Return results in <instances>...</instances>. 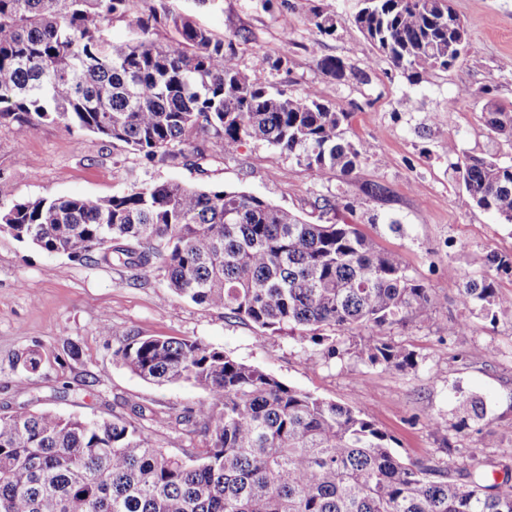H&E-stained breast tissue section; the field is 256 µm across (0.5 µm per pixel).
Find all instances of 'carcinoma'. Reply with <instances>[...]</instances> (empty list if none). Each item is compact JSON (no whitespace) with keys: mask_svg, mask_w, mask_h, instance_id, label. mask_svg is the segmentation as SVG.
Listing matches in <instances>:
<instances>
[{"mask_svg":"<svg viewBox=\"0 0 512 512\" xmlns=\"http://www.w3.org/2000/svg\"><path fill=\"white\" fill-rule=\"evenodd\" d=\"M357 31L411 82L448 71L476 52L451 0H365ZM133 18L132 36L105 35ZM317 36L336 14L313 5ZM172 27L178 46L153 35ZM291 50L255 68L288 67ZM341 78L346 63L319 60ZM490 133L512 145V106L485 101ZM34 132L46 121L121 142L148 164L202 165L247 140L267 142L316 174L349 177L371 144L346 138L350 113L313 88L289 94L241 68L233 42L188 14L136 0H0V120ZM462 202L512 224V159L467 155L448 142ZM326 222L244 192L149 182L109 197L0 200V231L50 254L134 270L180 297L261 329L339 334L431 317L428 291L398 254L379 249L342 194L314 202ZM460 302L495 321L501 299L488 273L466 282ZM115 356L155 384H186L206 397L176 415L200 426L202 448L155 441L124 417L52 411L0 414V512H512V489L483 465L443 470L395 454L391 437L353 407L292 387L198 339L120 336ZM373 366L416 365L414 354L372 339ZM462 421L486 402L460 401Z\"/></svg>","mask_w":512,"mask_h":512,"instance_id":"obj_1","label":"carcinoma"}]
</instances>
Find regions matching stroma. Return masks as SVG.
<instances>
[{
    "label": "stroma",
    "mask_w": 512,
    "mask_h": 512,
    "mask_svg": "<svg viewBox=\"0 0 512 512\" xmlns=\"http://www.w3.org/2000/svg\"><path fill=\"white\" fill-rule=\"evenodd\" d=\"M323 2L340 22L314 54L315 37L305 21L311 0H279L270 10L263 0H213L207 7L165 0L172 12L190 14L215 37H235L242 68L254 70L256 54L290 43L288 68L254 70L255 77L293 94L316 88L325 102L350 113L347 138L372 146L352 178L312 175L263 141H246L202 174L145 165L121 143L59 123L27 134L5 121L0 200L103 197L174 180L247 191L313 221L316 197L344 193L352 206L347 222L382 250L397 253L435 302L429 320L408 317L377 333L414 352L416 366L373 367L353 352L330 359L310 337L260 329L179 297L163 282L141 284L131 270L50 255L0 232V413L52 410L109 418L139 407L141 424L155 440L201 447L202 434L176 424L174 416L196 406L204 391L146 382L114 355L119 336L128 333L198 339L288 385L364 413L393 438L404 460L428 459L459 470L479 459L496 481L512 474V310L499 311L492 322L459 301L460 288L488 270L491 255L512 253V224L462 206L447 149L453 140L466 152L512 158V147L489 134L480 104L459 96L466 88H485L490 99L512 103V0H452L478 51L453 70L416 83L377 55L354 27L363 0ZM328 56L346 61L342 78L322 73L318 60ZM367 183L386 187V198L367 197ZM452 267L459 273L453 282ZM462 319L470 323L467 334L449 335V323ZM71 342L79 347L74 358L65 353ZM32 350L42 356L33 372L22 367ZM471 393L485 398L487 413L463 427L457 399ZM433 417L440 428L430 426Z\"/></svg>",
    "instance_id": "stroma-1"
}]
</instances>
